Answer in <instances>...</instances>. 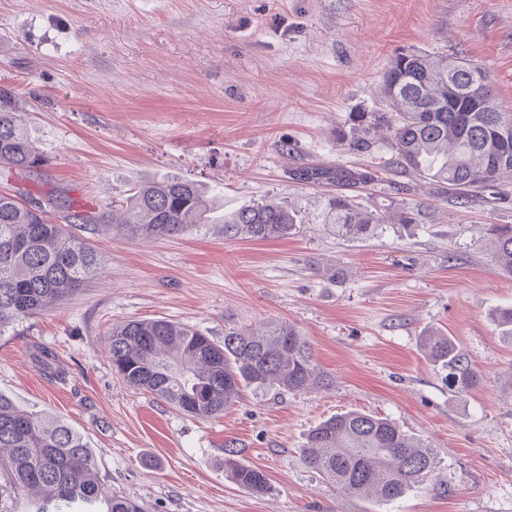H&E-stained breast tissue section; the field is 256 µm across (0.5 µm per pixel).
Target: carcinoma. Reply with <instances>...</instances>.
<instances>
[{
	"instance_id": "obj_1",
	"label": "carcinoma",
	"mask_w": 512,
	"mask_h": 512,
	"mask_svg": "<svg viewBox=\"0 0 512 512\" xmlns=\"http://www.w3.org/2000/svg\"><path fill=\"white\" fill-rule=\"evenodd\" d=\"M390 112H357L353 127L336 130L344 152L374 156L371 132L391 131L392 156L367 168L307 163L289 170L303 185L336 190L319 219L344 237L370 234L383 223L377 212L360 209L353 198L383 182L398 199L399 218L416 221L408 206V177L421 176L440 194L501 191L512 175V112L499 109L486 71L463 58L424 52L399 53L382 78ZM11 93L0 90V172L36 181L44 160L18 118ZM67 209L64 223L51 210ZM208 202L188 180L150 179L129 196L112 201L98 215L56 198L26 200L0 193V331L79 293L103 269L104 259L71 224H116L132 237L162 238L207 223ZM295 214L275 201L246 205L225 220L224 231L255 240L288 237ZM500 266L512 274V225L487 228ZM430 362L448 370V387L465 395L480 381L456 341L438 333L423 337ZM107 357L129 385L147 391L179 413L213 419L245 388L278 387L313 392L334 379L314 362L309 340L295 327L267 323L232 325L218 342L199 330L167 319L130 320L115 325ZM0 502L24 505L22 512H144L137 499L110 490L98 475V459L84 437L65 421L30 411L0 393ZM241 449L224 445V474L256 495L269 490L263 471L244 465ZM302 456L323 480L351 495L389 503L412 487L438 480L434 450L418 443L392 420L360 411L332 416L307 435Z\"/></svg>"
}]
</instances>
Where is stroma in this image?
Listing matches in <instances>:
<instances>
[{"instance_id":"35a3bbf8","label":"stroma","mask_w":512,"mask_h":512,"mask_svg":"<svg viewBox=\"0 0 512 512\" xmlns=\"http://www.w3.org/2000/svg\"><path fill=\"white\" fill-rule=\"evenodd\" d=\"M403 51L461 54L512 112V0H0V88L45 159L30 193L103 210L139 181L180 178L207 191L211 216L163 239L74 226L103 270L0 333V392L72 425L101 480L148 512H512V340L494 321L512 275L483 236L512 224V179L494 200L412 178V224L385 186L368 188L357 206L388 219L349 238L316 223L323 188L288 176L303 162L369 165L339 150L336 130L382 110L383 74ZM264 200L297 213L292 234H225L226 216ZM157 318L217 341L228 323L292 325L335 383L246 389L219 418L187 417L127 385L106 354L114 324ZM434 331L482 374L466 396L425 357ZM350 410L430 445L442 483L388 505L326 484L300 449ZM230 440L267 493L225 476Z\"/></svg>"}]
</instances>
